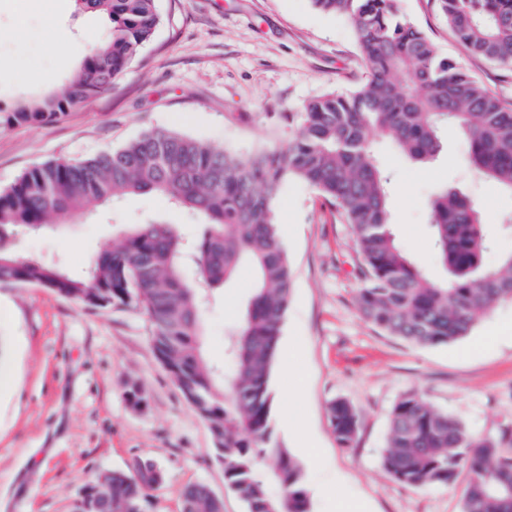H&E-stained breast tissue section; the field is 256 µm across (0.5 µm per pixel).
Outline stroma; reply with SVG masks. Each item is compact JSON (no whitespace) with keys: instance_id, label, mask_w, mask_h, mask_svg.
Wrapping results in <instances>:
<instances>
[{"instance_id":"35a3bbf8","label":"stroma","mask_w":512,"mask_h":512,"mask_svg":"<svg viewBox=\"0 0 512 512\" xmlns=\"http://www.w3.org/2000/svg\"><path fill=\"white\" fill-rule=\"evenodd\" d=\"M153 40L107 94L62 119L0 126V190L31 168L82 161L157 129L249 155L293 138L304 105L347 93L367 68L350 20L316 10L310 0H157ZM400 15L421 28L440 55L459 62L512 105V65L471 54L450 31L434 0H397ZM99 15L70 11L67 0H0V106L69 78L84 46L101 38ZM426 165L413 164L385 136L373 150L390 179L389 208L398 240L431 279L435 265L429 213L437 187H462L484 224L496 231L512 213V193L472 172L468 143L454 126ZM294 269L291 302L270 375L278 442L303 468L311 512H336L350 499L365 512H461V487L423 489L393 481L381 464L391 409L417 391L477 435L512 425V339L480 348L495 325L512 323V302L496 305L471 334L420 347L380 332L361 316L364 286L350 225L307 184L291 179L273 202ZM160 219L200 236L197 216L148 194L125 205L73 217L63 235L23 238L24 254L62 263L83 277L89 259L119 241L126 225ZM252 272L242 269L205 314V348L224 359V335L248 298ZM146 313L135 305L89 308L36 285L0 286V363L11 378L0 389V512H73L103 473L138 456L155 460L164 481L150 512H182L186 485L207 484L224 512H247L224 481L204 421L152 349ZM146 400L128 401L131 383ZM359 416L354 447H340L330 401ZM316 442L318 456L308 453Z\"/></svg>"}]
</instances>
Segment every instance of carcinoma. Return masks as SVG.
Here are the masks:
<instances>
[{"mask_svg":"<svg viewBox=\"0 0 512 512\" xmlns=\"http://www.w3.org/2000/svg\"><path fill=\"white\" fill-rule=\"evenodd\" d=\"M78 2L106 15L108 36L88 48L62 95L0 108V126L56 121L110 91L160 24L156 0ZM311 2L351 21L368 75L348 95L328 92L307 103L287 146L242 157L158 130L86 161L42 164L0 191V284L39 285L91 308L142 307L157 358L207 423L214 458L247 512H311L302 468L271 427L269 379L292 285L272 209L285 181L309 185L353 228L366 279L357 306L386 335L417 346L448 345L469 335L495 305L512 301V252L494 267L484 263L494 237L456 189L435 192L429 226L445 277H427L397 239L388 178L372 150L382 133L411 161H430L441 150L442 132L454 125L470 142L469 167L512 192V106L439 55L423 31L400 19L395 0ZM437 7L469 52L512 62V0H437ZM147 193L202 218L203 236L187 241L157 220L132 224L119 245L90 259L83 279L16 249L18 239L58 231L92 203L114 206ZM243 267L253 272L251 293L239 325L224 336L229 367L219 368L204 353V313ZM327 411L339 446L353 447L355 409L333 400ZM156 467L139 457L118 476L99 479L89 487L97 512H146L160 486ZM382 467L417 489L463 475L461 512H512V428L475 436L419 392L402 394L393 406ZM181 498L182 512H224V499L203 483L185 486Z\"/></svg>","mask_w":512,"mask_h":512,"instance_id":"obj_1","label":"carcinoma"}]
</instances>
